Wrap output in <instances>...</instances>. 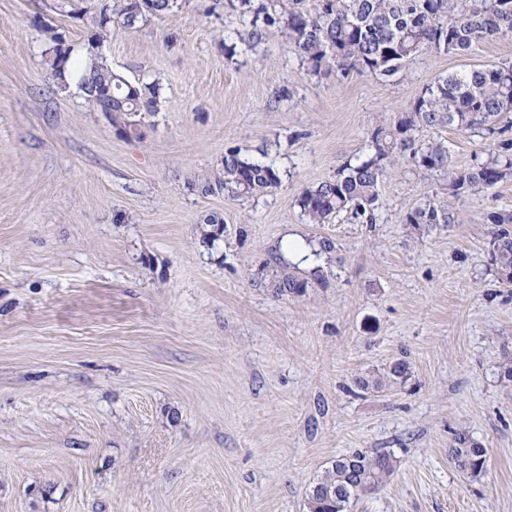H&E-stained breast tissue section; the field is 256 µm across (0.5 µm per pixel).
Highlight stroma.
Segmentation results:
<instances>
[{"instance_id":"35a3bbf8","label":"stroma","mask_w":512,"mask_h":512,"mask_svg":"<svg viewBox=\"0 0 512 512\" xmlns=\"http://www.w3.org/2000/svg\"><path fill=\"white\" fill-rule=\"evenodd\" d=\"M55 2L0 0V512H307L336 457L377 449L395 471L351 512H512V287L481 221L512 211V180L448 226L402 223L448 193L408 156L385 164L375 223L297 205L424 87L512 60V38L422 53L390 83L317 77L286 32L239 43L229 0H176L99 49L159 86L132 132L57 86L44 26L77 57L88 31ZM419 139L459 168L489 151L455 128ZM230 148L280 186L200 194ZM278 273L310 286L278 293ZM401 357L406 383L356 386ZM460 431L488 450L479 478L449 458Z\"/></svg>"}]
</instances>
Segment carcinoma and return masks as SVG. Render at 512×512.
I'll list each match as a JSON object with an SVG mask.
<instances>
[{
    "label": "carcinoma",
    "instance_id": "carcinoma-1",
    "mask_svg": "<svg viewBox=\"0 0 512 512\" xmlns=\"http://www.w3.org/2000/svg\"><path fill=\"white\" fill-rule=\"evenodd\" d=\"M72 18L86 20L93 28L89 45H101L118 22L134 29L149 16L169 12L170 0H107L90 11L69 4ZM241 21L235 31L239 41L257 46L274 28L287 32L289 47L310 76L354 71L388 81L425 50L464 55L476 44L512 37V0H319L315 10L305 0H230ZM49 34V67L54 78L65 82L68 67L77 71L76 87L112 78V112L128 119H146L157 111L158 87L145 78L130 79L104 63L78 66L71 46ZM456 127L481 135L493 144L486 157H477L464 168L448 162V149L440 143L416 144L421 129ZM512 62L473 67L452 73L426 86L412 108L375 128L365 143L366 153L343 165L336 175L298 199L303 215L312 224H324L346 212L358 223L377 220L379 186L384 164L406 153L425 171L448 178V201L424 203L408 210L402 223L454 224V201L490 189L512 177ZM279 172L271 165L243 160L235 150L224 154L222 169L199 184L202 194L217 190L231 197H253L279 187ZM491 225L488 251L501 282L512 284V212H488ZM282 292L300 295L308 282L293 275L275 280ZM411 376L410 364L394 362L380 377L360 378L362 389L381 390L401 384ZM458 471L471 478L486 470L487 449L459 433L450 449ZM388 451L357 450L343 454L326 467L307 494L308 512H349L360 496L384 486L395 470Z\"/></svg>",
    "mask_w": 512,
    "mask_h": 512
}]
</instances>
